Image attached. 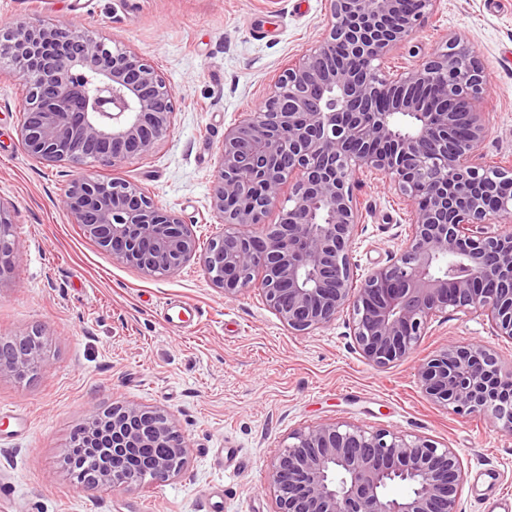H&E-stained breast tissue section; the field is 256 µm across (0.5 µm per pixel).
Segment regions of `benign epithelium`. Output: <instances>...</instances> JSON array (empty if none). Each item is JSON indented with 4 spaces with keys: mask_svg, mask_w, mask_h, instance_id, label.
<instances>
[{
    "mask_svg": "<svg viewBox=\"0 0 512 512\" xmlns=\"http://www.w3.org/2000/svg\"><path fill=\"white\" fill-rule=\"evenodd\" d=\"M436 3L329 0L321 39L225 130L211 194L224 234L203 250L189 225L142 187L84 169L118 167L172 134L179 98L141 55L69 24L17 20L1 29L0 63L29 100L19 146L47 165L80 169L61 206L114 261L158 278L197 256L228 299L259 286L295 335L346 312L355 349L375 368L409 359L429 325L450 312L485 316L512 341V165L479 161L488 125L478 53L455 37L417 68L373 65ZM362 172L394 188L412 219L397 253L357 284ZM286 188L288 209L267 223ZM21 258L0 207V276ZM45 367L42 336L0 340V376ZM417 379L436 405L482 415L512 436V365L489 348L447 344ZM289 438L269 470L273 512H460L463 471L453 448L344 422ZM146 448L165 453L145 457ZM187 454L169 414L116 402L76 429L66 464L80 489L135 491L179 474Z\"/></svg>",
    "mask_w": 512,
    "mask_h": 512,
    "instance_id": "1",
    "label": "benign epithelium"
}]
</instances>
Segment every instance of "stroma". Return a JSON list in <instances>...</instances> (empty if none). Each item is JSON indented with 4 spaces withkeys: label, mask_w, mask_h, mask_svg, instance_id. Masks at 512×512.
<instances>
[{
    "label": "stroma",
    "mask_w": 512,
    "mask_h": 512,
    "mask_svg": "<svg viewBox=\"0 0 512 512\" xmlns=\"http://www.w3.org/2000/svg\"><path fill=\"white\" fill-rule=\"evenodd\" d=\"M328 0H0V21L81 24L153 63L182 99L172 135L148 157L100 178H120L175 211L201 244L221 235L211 190L224 131L257 108L271 84L319 39ZM465 38L490 78L481 103L490 133L478 153L512 164V0H439L382 66L414 67L449 37ZM25 93L0 70V206L23 256L0 276V339L40 333L47 367L0 377V512H272L268 468L293 431L348 422L429 437L457 450L461 512L512 498V436L422 395L417 368L446 344H482L512 362V341L486 317L434 322L406 362L379 370L354 349L347 316L291 334L258 289L225 298L198 260L153 278L114 262L59 205L75 170L25 154L18 127ZM363 222L353 242L358 276L396 251L409 212L393 188L360 178ZM199 311L167 326L163 303ZM123 401L171 413L188 444L185 470L134 493L76 488L64 457L94 408Z\"/></svg>",
    "instance_id": "stroma-1"
}]
</instances>
